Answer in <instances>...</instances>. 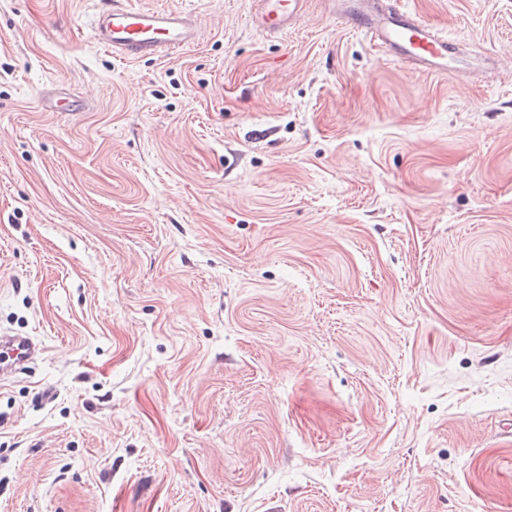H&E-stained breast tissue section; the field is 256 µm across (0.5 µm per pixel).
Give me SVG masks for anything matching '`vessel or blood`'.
<instances>
[{"label":"vessel or blood","instance_id":"1","mask_svg":"<svg viewBox=\"0 0 512 512\" xmlns=\"http://www.w3.org/2000/svg\"><path fill=\"white\" fill-rule=\"evenodd\" d=\"M91 37L113 57L125 61L169 56L195 45L199 28L180 8L150 9L133 0H98ZM370 0H355L348 11L351 28L390 48L400 61L437 74L447 73L452 44L431 23L390 5L375 11ZM305 0H255L253 26L274 37L300 21ZM42 349L31 336L0 333V380L26 369Z\"/></svg>","mask_w":512,"mask_h":512}]
</instances>
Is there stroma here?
<instances>
[{
	"label": "stroma",
	"mask_w": 512,
	"mask_h": 512,
	"mask_svg": "<svg viewBox=\"0 0 512 512\" xmlns=\"http://www.w3.org/2000/svg\"><path fill=\"white\" fill-rule=\"evenodd\" d=\"M139 2L198 44L0 0V512H512V0H398L445 75ZM91 37L113 57L125 61L170 56L195 45L199 28L180 8L150 9L131 0H97ZM42 350V344L33 336L0 333V381L26 369Z\"/></svg>",
	"instance_id": "obj_1"
}]
</instances>
